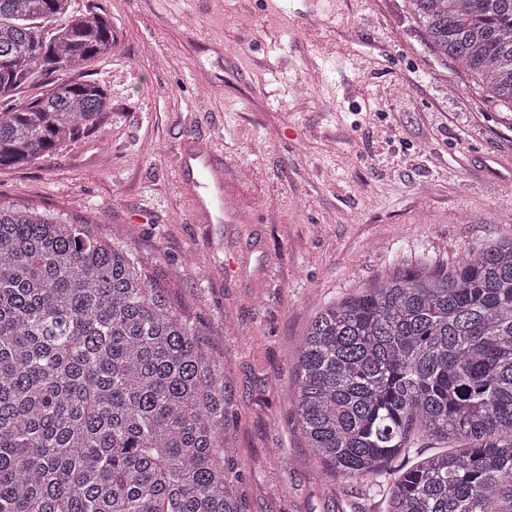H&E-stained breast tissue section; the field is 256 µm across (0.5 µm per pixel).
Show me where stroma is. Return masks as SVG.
I'll use <instances>...</instances> for the list:
<instances>
[{
  "instance_id": "1",
  "label": "stroma",
  "mask_w": 512,
  "mask_h": 512,
  "mask_svg": "<svg viewBox=\"0 0 512 512\" xmlns=\"http://www.w3.org/2000/svg\"><path fill=\"white\" fill-rule=\"evenodd\" d=\"M112 20L88 72L112 109L0 170V199L68 213L170 273L224 362L245 512H383L324 472L295 417L303 334L395 269L512 237V119L426 46L407 0H72ZM214 146L222 222L174 156Z\"/></svg>"
}]
</instances>
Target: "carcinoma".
Masks as SVG:
<instances>
[{"mask_svg":"<svg viewBox=\"0 0 512 512\" xmlns=\"http://www.w3.org/2000/svg\"><path fill=\"white\" fill-rule=\"evenodd\" d=\"M408 3L428 47L512 112V0ZM69 4L0 0V169L111 109L83 69L112 54V20L93 5L48 30ZM295 387L313 456L386 512H512V238L326 307ZM227 403L224 363L133 252L0 201V512H244Z\"/></svg>","mask_w":512,"mask_h":512,"instance_id":"obj_1","label":"carcinoma"}]
</instances>
